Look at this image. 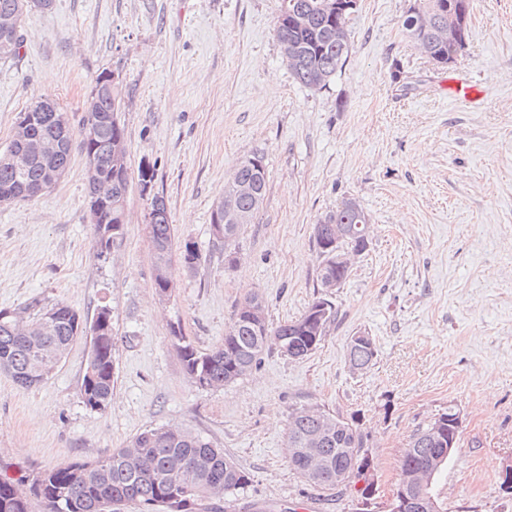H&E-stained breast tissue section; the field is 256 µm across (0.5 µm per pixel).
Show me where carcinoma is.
Returning a JSON list of instances; mask_svg holds the SVG:
<instances>
[{
	"mask_svg": "<svg viewBox=\"0 0 512 512\" xmlns=\"http://www.w3.org/2000/svg\"><path fill=\"white\" fill-rule=\"evenodd\" d=\"M336 0H279L275 36L284 48L289 45L299 51L298 65L291 70L293 79L311 89L330 84L346 65L350 45V16L336 13ZM413 8L429 13L436 26L428 30L413 27L408 15L403 26L409 37L421 48L430 62L445 68L454 63L463 50L468 36V19L474 0H414ZM458 20L457 36L448 41L440 37V29L448 28V17ZM20 30L0 29V60L20 53ZM121 108L120 83L96 98L94 109L84 110L79 130L80 148L87 167L95 168L99 177L112 181V203L97 218L95 243L97 255L106 254L122 234L125 202L130 188L129 173H117L110 168L111 156L118 150L127 152L125 130L118 112ZM25 114L35 121L29 126V140H10L0 152V197L14 196L20 200L38 197L51 190L44 186L49 177L62 175L69 167L73 129L68 113L53 102L40 100ZM26 150L30 162L23 171L15 169L11 158ZM155 165L140 163L137 185L146 193L151 218L147 231L152 245L158 249L154 286L162 292L169 282L167 270L173 256L193 271L201 256L191 242L175 243L174 227L164 197L155 193ZM235 177L255 186L254 196L238 203L241 213L254 223L267 193V172L263 157L253 155L240 162ZM367 214L343 202L319 224L315 225L316 242L336 240V225L363 224ZM211 227L220 228L218 240L231 246L241 233L242 225L232 217L211 211ZM256 300L248 297L224 332L223 341L207 352L199 351L181 330H172L187 374L201 388H220L246 375L257 365L269 345L284 356L298 360L309 356L314 347L307 327L313 302L299 318L275 327L268 321L256 325L246 311V305ZM21 325L0 318V371L10 375L14 384L27 389L46 380L52 369L64 358L72 343L96 328L95 349L89 354L81 383L84 404L94 410L107 406L114 385L115 366L112 355V311L100 307L93 319L81 315L63 301L33 299L22 309ZM377 347L374 344H347L349 368L363 373L374 364ZM455 408L437 414V419L418 430L402 454L400 470L441 471L448 465V439L459 438L448 418ZM330 414L313 408H299L290 418L288 432L291 465L314 486L327 491L342 492L355 488L358 499L369 501L375 496L364 469L370 466L368 450L355 424L328 435L317 445L323 465L313 468L302 453L307 441L319 435L322 419ZM250 475L224 449L215 448L199 436L183 430L158 427L145 430L129 445L92 461H75L44 471L36 476L24 491L19 482L0 477V512H32V500L39 501L45 512H115L132 504L139 512H224L226 499L244 490ZM362 482L364 486L356 488Z\"/></svg>",
	"mask_w": 512,
	"mask_h": 512,
	"instance_id": "cac0c4a2",
	"label": "carcinoma"
}]
</instances>
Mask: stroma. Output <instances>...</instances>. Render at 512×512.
Returning <instances> with one entry per match:
<instances>
[{
    "mask_svg": "<svg viewBox=\"0 0 512 512\" xmlns=\"http://www.w3.org/2000/svg\"><path fill=\"white\" fill-rule=\"evenodd\" d=\"M414 0H359L351 51L325 88L294 81L275 36L278 0H53L22 18L18 57L0 61V148L41 97L80 128L97 74L122 82L127 163L155 162V192L176 242L201 263H173L174 291L154 288L147 202L130 186L123 234L98 256L86 159L53 190L0 206V309L35 298L94 316L112 310L115 382L105 409L85 406L90 350L78 339L30 389L0 372V468L35 477L100 458L139 433L175 427L224 449L251 475L234 503L283 512H356L353 491L314 487L288 461V424L301 407L357 417L384 502L413 435L455 407L460 440L433 488L445 512H512L502 473L512 464V0H475L456 62L441 70L403 28ZM467 75L486 93L448 98ZM263 156L268 190L227 264L210 213L236 166ZM355 200L368 245L332 296L337 318L317 349L292 360L265 351L246 376L217 389L188 378L170 327L196 348L220 343L247 296L270 325L323 297L318 222ZM375 341L362 374L351 336ZM352 336L347 344V362L349 368L353 372L363 373L374 364L377 357V347L372 340V345L369 342V338L364 334H357V337L366 344H358L353 341Z\"/></svg>",
    "mask_w": 512,
    "mask_h": 512,
    "instance_id": "35a3bbf8",
    "label": "stroma"
}]
</instances>
